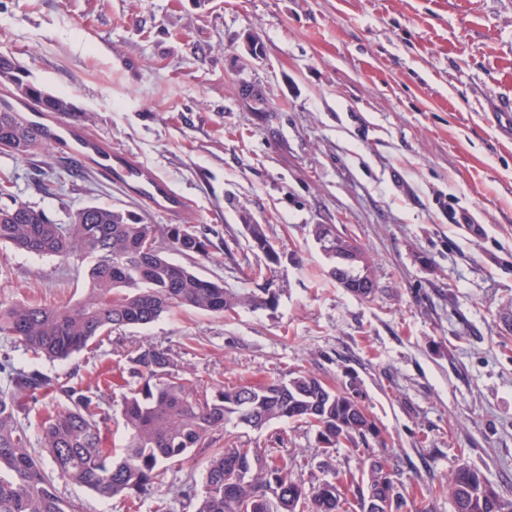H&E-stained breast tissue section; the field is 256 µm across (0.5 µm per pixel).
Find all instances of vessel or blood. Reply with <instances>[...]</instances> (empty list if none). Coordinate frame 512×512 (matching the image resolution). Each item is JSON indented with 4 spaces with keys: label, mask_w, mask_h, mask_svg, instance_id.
<instances>
[{
    "label": "vessel or blood",
    "mask_w": 512,
    "mask_h": 512,
    "mask_svg": "<svg viewBox=\"0 0 512 512\" xmlns=\"http://www.w3.org/2000/svg\"><path fill=\"white\" fill-rule=\"evenodd\" d=\"M34 125L41 139L62 147L73 158L91 165L103 179L136 195L151 213L176 218L187 211V199L152 168L87 136L76 124L40 115Z\"/></svg>",
    "instance_id": "b4317fda"
}]
</instances>
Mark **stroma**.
Here are the masks:
<instances>
[{"instance_id":"obj_1","label":"stroma","mask_w":512,"mask_h":512,"mask_svg":"<svg viewBox=\"0 0 512 512\" xmlns=\"http://www.w3.org/2000/svg\"><path fill=\"white\" fill-rule=\"evenodd\" d=\"M1 54L190 199L183 223L213 243L202 276L255 291L244 272L264 257L250 224L280 255L274 307L182 310L41 362L108 382L106 442L123 440L128 355L153 344L207 387L356 382L408 507L423 494L431 512H454L438 487L463 463L512 499V140L485 119L512 98V0H0ZM1 172L58 224L91 205L169 223L54 145L0 153ZM319 224L360 246L373 295L329 276ZM83 288L78 262L0 244V303ZM213 439L284 456L308 488L363 466L300 421ZM208 457L172 464L134 512H195Z\"/></svg>"}]
</instances>
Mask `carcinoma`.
I'll return each mask as SVG.
<instances>
[{
    "mask_svg": "<svg viewBox=\"0 0 512 512\" xmlns=\"http://www.w3.org/2000/svg\"><path fill=\"white\" fill-rule=\"evenodd\" d=\"M16 70L12 60L0 56V83L10 84V97L22 101L24 80H15ZM41 105L42 112L79 124L89 121L88 114L70 110L66 97L48 93ZM5 139L16 144L11 154L18 157L43 145L35 128L1 97L0 140ZM247 229L255 249L271 262L279 260L261 225ZM316 234L324 251L344 255L332 267L336 281L357 295H371L376 283L360 248L327 224L318 225ZM150 236L156 246L146 251L143 242ZM0 243L86 264L84 294L73 304H0V335L22 343L35 360H64L114 330L145 326L185 308L222 315L240 305L277 302L270 288L233 297L224 283L173 262L170 253L194 264L213 259V243L193 224H170L159 234L142 217L105 205L84 207L69 223L55 224L44 211L17 199L5 177L0 179ZM129 364L132 382L121 409L125 440L109 448L104 441L109 413L100 386L50 375L35 364L18 366L7 354L0 359V512H80V504L59 496V479L101 497L134 501L164 483L168 463L209 446L212 433L224 424L261 429L282 418L304 422L329 447L343 441L365 444L367 470L359 475L335 471L332 479L308 490L274 457L250 466L248 478L241 479L240 469L261 458L259 449L216 448L197 512H281L274 507L277 500L288 512H364L363 487L380 499L394 493L384 475L391 469L388 457L370 447L382 430L357 388L301 373L208 390L177 369L169 350L151 344L138 347ZM48 390L65 398L67 406L47 416L31 407L21 410V398L35 401ZM33 427L38 449L30 435ZM42 449L51 457L50 469L43 465ZM446 489L455 512H512V501L467 464L453 471Z\"/></svg>",
    "mask_w": 512,
    "mask_h": 512,
    "instance_id": "1",
    "label": "carcinoma"
}]
</instances>
